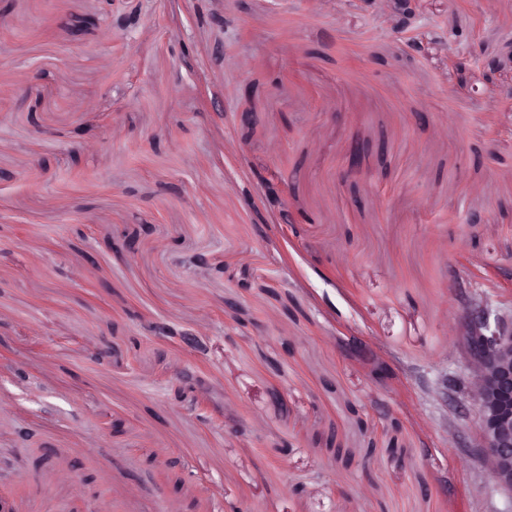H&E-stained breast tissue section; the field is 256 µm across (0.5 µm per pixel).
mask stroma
<instances>
[{
	"instance_id": "35a3bbf8",
	"label": "stroma",
	"mask_w": 512,
	"mask_h": 512,
	"mask_svg": "<svg viewBox=\"0 0 512 512\" xmlns=\"http://www.w3.org/2000/svg\"><path fill=\"white\" fill-rule=\"evenodd\" d=\"M328 2L0 0L10 512H512L463 348L469 300L512 309V69L457 66L512 0H417L416 52ZM369 154L366 151L365 145L360 142L350 143L345 152L344 165L347 174L358 173L363 170V167L368 159Z\"/></svg>"
}]
</instances>
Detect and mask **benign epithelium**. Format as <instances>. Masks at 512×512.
<instances>
[{
	"label": "benign epithelium",
	"mask_w": 512,
	"mask_h": 512,
	"mask_svg": "<svg viewBox=\"0 0 512 512\" xmlns=\"http://www.w3.org/2000/svg\"><path fill=\"white\" fill-rule=\"evenodd\" d=\"M414 2L384 0L394 30L407 35L406 46L417 51L419 43L410 37L419 22ZM367 159L364 144L350 143L344 158L346 173L362 171ZM265 187L267 204L285 208L286 187L268 181ZM464 342L480 405V452L483 461L492 465L498 486L512 494V313L501 312L484 299L475 300L466 317Z\"/></svg>",
	"instance_id": "1"
}]
</instances>
